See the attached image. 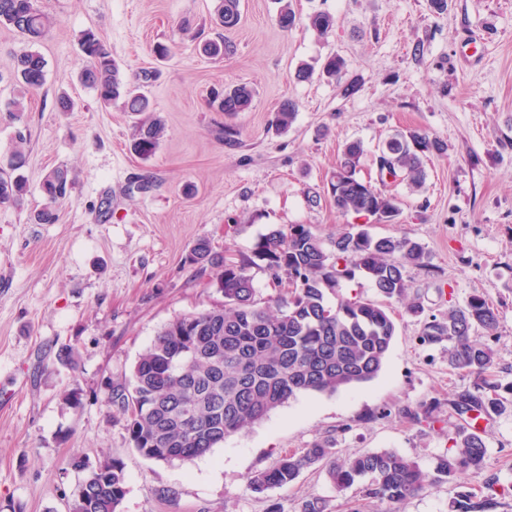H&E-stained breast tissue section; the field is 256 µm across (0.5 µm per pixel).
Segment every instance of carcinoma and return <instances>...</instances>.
I'll return each mask as SVG.
<instances>
[{
	"mask_svg": "<svg viewBox=\"0 0 512 512\" xmlns=\"http://www.w3.org/2000/svg\"><path fill=\"white\" fill-rule=\"evenodd\" d=\"M240 0H221L218 20L229 30L240 21ZM0 24L11 26L32 43L52 29L53 19L35 7L34 0H0ZM334 17L316 12L307 27L320 36L333 31ZM88 67L82 80L97 92L102 107L120 104L126 112L144 113L130 148L141 159L152 157L165 135L166 123L153 113L148 97L125 84L112 52L94 31L78 37ZM204 55L221 59L230 51L224 39H206ZM45 59L36 51L18 57L14 82V111H26L30 91L45 79ZM254 91L234 85L215 92L224 116L231 119L250 109ZM296 119V107L283 102L273 124L287 130ZM27 138L16 140L9 168L0 170V206L15 203L26 185L15 171L26 162ZM445 152L436 137L420 133H396L378 147L379 174L404 182L411 191L421 190L427 178L426 161ZM367 149L361 140L345 144L331 174L329 196L343 215L374 218L378 224H394L401 214L400 200L359 176ZM72 187L68 170L56 168L43 179L45 207L35 215L39 223L56 220L53 206L64 200ZM190 259L211 270L224 306L175 318L155 337L132 369L130 378L109 383L103 402L125 418L133 447L146 459L171 464L186 463L210 452L230 434L242 433L272 411L304 393H336L367 383L378 376L396 335V323L385 304L358 295L346 296V283L361 276L386 300L406 303L411 313L419 303L407 300L405 272L410 266L428 265L423 244L407 236L373 235L361 224H349L329 243L311 224L272 227L255 241L248 255L227 259L212 252L207 241L193 247ZM263 269L272 281H288L289 296L261 304L256 299L252 268ZM498 315L485 296L471 295L448 313L425 322L422 340L431 344L448 341L449 367L481 378L476 392L457 395L450 407L459 415L493 413L503 405L502 393L511 386L489 380L494 363L491 347L477 332L494 334ZM455 453L440 460L437 473L452 477L483 470L487 447L482 436L463 426L448 434ZM327 465L326 474L338 491L362 485L365 496L390 505L400 504L423 492L432 482L429 474L411 459L395 452H365L336 457L334 443L318 442L278 458L255 472L248 488L263 493L293 483L313 466ZM124 467L107 458L99 469L84 470L70 501V512H117L126 495ZM496 506L491 496L472 489L457 492L454 512H487Z\"/></svg>",
	"mask_w": 512,
	"mask_h": 512,
	"instance_id": "1",
	"label": "carcinoma"
}]
</instances>
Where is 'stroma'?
Returning a JSON list of instances; mask_svg holds the SVG:
<instances>
[{
	"label": "stroma",
	"mask_w": 512,
	"mask_h": 512,
	"mask_svg": "<svg viewBox=\"0 0 512 512\" xmlns=\"http://www.w3.org/2000/svg\"><path fill=\"white\" fill-rule=\"evenodd\" d=\"M291 2L298 23L285 31L278 0H241L239 24L224 33L234 50L221 59L204 56L196 37L215 35L219 0H36L55 26L35 44L0 24V166L17 134L28 139L27 190L0 207V512H66L81 478L68 465L77 451L93 463L123 462L120 512H301L312 498L325 500L327 512H384L359 487L337 491L318 466L263 494L247 479L326 439L342 457L395 451L435 473L460 422L449 402L477 377L449 367L447 343H423L420 332L473 294L498 313L486 339L492 376L512 383V0H448L441 13L429 0ZM318 11L335 18L325 38L304 24ZM88 29L107 43L124 80L154 75L146 91L167 132L149 159L130 150L137 115L102 109L80 80L87 62L77 39ZM160 44L167 58L156 55ZM30 50L45 59V81L15 114L14 66ZM330 55L345 61L340 80H296L301 63ZM350 83L358 90L347 97ZM238 84L255 97L236 119L240 143L230 148L219 134L224 115L209 100L213 89ZM64 94L72 111L57 107ZM286 99L298 114L279 134L271 121ZM408 131L440 138L446 151L428 163L420 192L390 184L402 201L397 223L369 227L408 236L430 256L428 267L406 272L420 312L390 305L397 333L379 377L300 395L190 463L141 456L123 415L102 398L167 323L223 305L210 274L191 262L193 245L204 239L236 258L272 226L311 224L322 238L335 236L357 221L328 196L344 145L364 142L360 175L369 179L371 153ZM57 167L70 172V195L55 223H35L42 178ZM134 182L149 188L131 190ZM64 347L73 350L68 366L57 359ZM71 392L80 408L66 402ZM427 408L432 417H423ZM477 427L485 470L433 482L399 512H453L461 486L490 491L494 512H512V395ZM162 489L173 500L160 498Z\"/></svg>",
	"instance_id": "1"
}]
</instances>
